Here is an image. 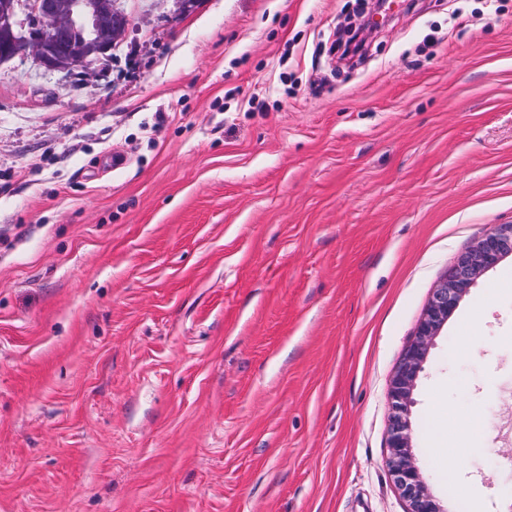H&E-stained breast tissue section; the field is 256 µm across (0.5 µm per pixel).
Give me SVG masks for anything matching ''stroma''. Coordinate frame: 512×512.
I'll return each mask as SVG.
<instances>
[{
	"mask_svg": "<svg viewBox=\"0 0 512 512\" xmlns=\"http://www.w3.org/2000/svg\"><path fill=\"white\" fill-rule=\"evenodd\" d=\"M118 0L110 58L0 65V512H407L388 388L512 224V0ZM447 512H512V255L413 394ZM453 456H445V449Z\"/></svg>",
	"mask_w": 512,
	"mask_h": 512,
	"instance_id": "stroma-1",
	"label": "stroma"
}]
</instances>
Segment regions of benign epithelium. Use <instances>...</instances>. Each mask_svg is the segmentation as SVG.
<instances>
[{
	"instance_id": "7a95c632",
	"label": "benign epithelium",
	"mask_w": 512,
	"mask_h": 512,
	"mask_svg": "<svg viewBox=\"0 0 512 512\" xmlns=\"http://www.w3.org/2000/svg\"><path fill=\"white\" fill-rule=\"evenodd\" d=\"M127 17L115 0H0V64L31 56L46 73L87 71L121 42ZM512 254V224H498L458 255L434 288L415 339L397 365L389 388L391 417L387 465L408 512H447L415 463L410 407L435 337L463 295L486 271Z\"/></svg>"
}]
</instances>
